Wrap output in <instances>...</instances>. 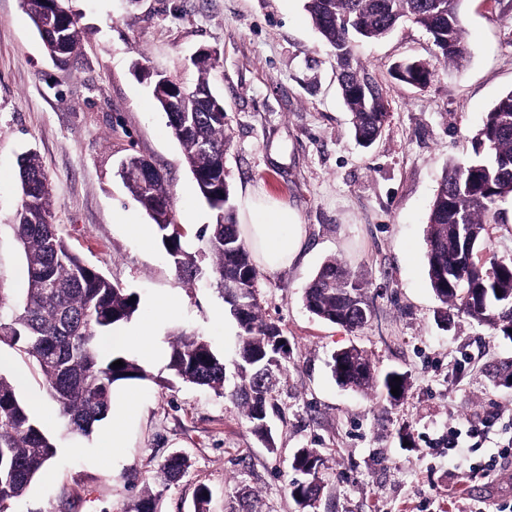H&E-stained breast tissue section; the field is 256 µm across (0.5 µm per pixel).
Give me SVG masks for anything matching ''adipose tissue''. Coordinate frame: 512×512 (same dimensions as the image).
Instances as JSON below:
<instances>
[{"label":"adipose tissue","mask_w":512,"mask_h":512,"mask_svg":"<svg viewBox=\"0 0 512 512\" xmlns=\"http://www.w3.org/2000/svg\"><path fill=\"white\" fill-rule=\"evenodd\" d=\"M240 212L241 235L261 268L276 270L297 261L302 248V230L293 212L250 191L241 198ZM110 343L114 349L133 352L148 360L160 357L157 326L152 322L113 334Z\"/></svg>","instance_id":"ef3b65f1"}]
</instances>
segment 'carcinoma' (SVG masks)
<instances>
[{"instance_id": "obj_1", "label": "carcinoma", "mask_w": 512, "mask_h": 512, "mask_svg": "<svg viewBox=\"0 0 512 512\" xmlns=\"http://www.w3.org/2000/svg\"><path fill=\"white\" fill-rule=\"evenodd\" d=\"M64 0H23V7L45 52L59 65L67 64L82 47L75 15ZM461 0H306L305 8L322 41L334 53L339 67V88L351 112L355 140L373 144L390 117L382 86L362 66L353 63L351 43L379 40L402 21L423 28L437 48L436 58L456 66L467 60L468 46L459 11ZM217 54L201 50L194 64L197 79L186 87L162 74L149 76L153 96L168 118L199 193L212 211L206 226L213 258L212 275L230 315L240 329L238 376L240 384L225 387L224 363L211 345L187 332L173 335L167 364L172 376L206 386L241 407L251 433L274 447L265 431L275 376L289 359L278 353L281 328L263 319L257 293L259 271L242 239L230 190L224 186V104L211 86ZM395 77L408 85L429 83L433 66L409 59L396 65ZM474 157L449 164L433 200L426 233L430 287L448 309L481 325L512 329V259L478 258L490 225L503 220L502 206L512 201V90L487 112L474 136ZM118 175L132 199L149 216L157 238L171 257L179 276L192 279L196 265L183 244V226L173 215L172 195L165 177L145 158L130 154ZM21 202L14 216V234L25 259L27 288L13 299L0 288V346L17 348L36 367L48 396L56 403L68 430L90 436L106 418L112 387L128 380H143L144 370L132 359L106 348L112 329L129 321L138 309L133 293L112 283L87 265L52 224L55 200L37 152L18 158ZM364 285L336 258L324 261L305 289L304 304L318 319L349 331L370 317ZM246 307L244 318L234 312L235 302ZM121 360L123 366L112 363ZM335 382L345 387L382 388L396 401L408 386L407 376L396 371L380 376L355 348L334 354L329 363ZM401 381H393L394 377ZM56 454L55 439L34 416L18 393L14 380L0 373V512L22 497ZM324 457L316 448H300L291 460L293 471L304 476L289 484L297 512H310L319 498L318 474ZM190 468L182 453L170 455L157 472L161 485L182 479ZM160 493L145 485L134 512H158ZM211 490L196 489L193 512H210Z\"/></svg>"}]
</instances>
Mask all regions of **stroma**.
<instances>
[{"instance_id": "1", "label": "stroma", "mask_w": 512, "mask_h": 512, "mask_svg": "<svg viewBox=\"0 0 512 512\" xmlns=\"http://www.w3.org/2000/svg\"><path fill=\"white\" fill-rule=\"evenodd\" d=\"M304 3L68 0L85 41L60 67L22 0H0V286L15 294L27 286L11 224L21 199L17 159L31 149L51 182L59 234L137 296L133 322L156 319L163 343L179 330L203 337L235 383L240 328L213 284L199 237L211 211L143 77L161 72L193 83L192 60L202 48L219 55L213 86L224 104L232 201L255 190L292 210L305 230L299 261L261 271L258 280L263 313L292 348L269 415L274 447L251 434L229 400L146 360L147 379L127 384L138 408L124 425L122 465L112 467L99 453L111 420L80 437L67 433L56 408L39 411L56 455L10 512H125L175 452L191 467L162 489L160 512H193L202 485L212 491L211 512H229L242 488L252 491L255 512H297L289 484L292 455L302 447L325 458L315 512H448L452 488L490 506L512 500L506 475L459 482L469 460L443 446L459 417L512 412V336L455 314L442 325L426 257L445 167L472 155L486 113L512 90V0H462L470 56L461 67L436 62L430 35L409 21L379 41L357 43L355 57L385 86L391 111L368 148L354 140L336 59ZM411 57L436 63L425 88L393 76ZM130 154L150 160L169 182L174 218L200 270L193 282L178 278L158 243L141 247L119 222L124 213L149 221L118 175ZM332 256L367 285L371 316L352 332L303 304L306 286ZM160 296L172 300L174 315L157 316ZM352 346L378 373L407 374L404 397L339 386L328 362ZM478 351L479 365L464 364L465 353Z\"/></svg>"}]
</instances>
